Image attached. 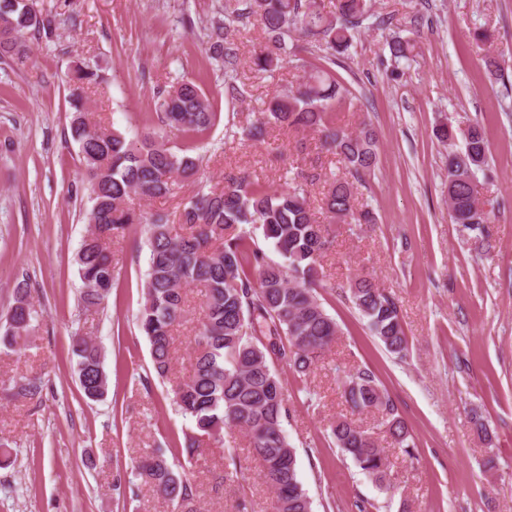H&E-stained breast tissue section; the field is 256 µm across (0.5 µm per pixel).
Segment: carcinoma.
Instances as JSON below:
<instances>
[{"label": "carcinoma", "mask_w": 512, "mask_h": 512, "mask_svg": "<svg viewBox=\"0 0 512 512\" xmlns=\"http://www.w3.org/2000/svg\"><path fill=\"white\" fill-rule=\"evenodd\" d=\"M241 2L242 9H219L205 33L206 53L219 70L224 68L228 29L245 19L255 18L272 45V51L255 58L258 71L299 56L308 44L332 57L342 55L370 19L367 0H335L329 13L316 0ZM31 31L41 40L54 41L51 13L35 10L29 0H0V58H22L21 37ZM388 47L397 62L416 57L415 44L400 36L390 37ZM105 86L107 78L98 64L75 63L67 95L70 134L78 145L90 203L85 214L88 235L76 259L83 282L80 302L86 308L98 306L117 284L110 255L114 241L130 237L135 251L148 249L136 326L149 342L156 376L171 383L173 404L189 421L180 456L169 458L158 449L137 462L135 477L167 501L172 512H196L193 465L202 444L229 448L224 429L239 428L262 462L263 479L274 493L273 512H313L299 479L296 450L284 429L288 400L275 364L288 365L304 381L337 336L336 320L317 292L321 259L333 243L330 225L346 219L356 224L375 221L370 210L356 213L353 205L376 161L375 134L366 127L352 133L336 125L335 112L353 104L354 96L330 70L317 67L296 90L273 95L259 117L241 128V137L259 141L271 125L317 134L321 146L344 168L343 175L325 183L321 210L327 223L318 221L302 183L294 180L271 193L249 176L232 173L224 176L221 190L198 188L183 203L178 221L171 222L161 215L149 218L141 208V201L173 194L177 179L188 180L198 171L199 159L190 154V146L170 141L169 135L187 140L200 136L215 125L218 113L191 80L159 86L154 92L155 125L129 140L92 117L88 94ZM434 134L442 142L458 137L464 141L461 152L448 153V208L462 231L482 238L491 223L478 206L475 184V174L488 163L484 131L477 124L464 132L443 124ZM268 247L281 260L270 258ZM192 285L204 290L202 316L194 326L189 369L173 379L175 331L187 321L185 291ZM28 293L27 282L19 283L14 305L0 324V345L7 350L26 342L35 330L37 311ZM348 298L385 350L405 357L408 340L394 298L370 277L352 281ZM71 351L83 398L102 399L109 386L102 349L76 333ZM343 387L351 412L378 413L393 442L407 456L414 455L409 425L370 369L346 375ZM12 389L34 397L42 392L43 382L22 377ZM329 437L379 490L389 489L388 459L374 431L343 417L331 425Z\"/></svg>", "instance_id": "obj_1"}]
</instances>
